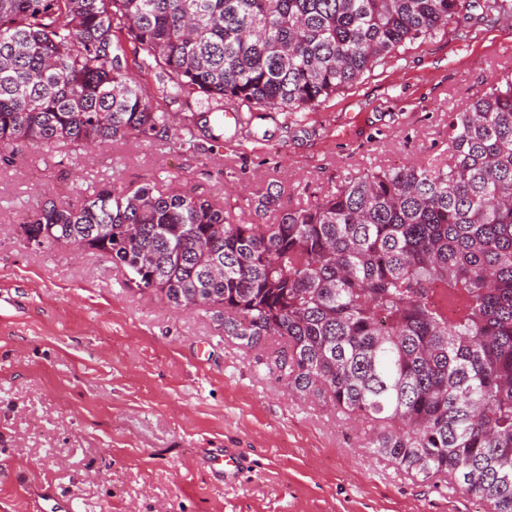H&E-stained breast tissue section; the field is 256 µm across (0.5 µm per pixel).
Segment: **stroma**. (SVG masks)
Wrapping results in <instances>:
<instances>
[{
	"instance_id": "1",
	"label": "stroma",
	"mask_w": 512,
	"mask_h": 512,
	"mask_svg": "<svg viewBox=\"0 0 512 512\" xmlns=\"http://www.w3.org/2000/svg\"><path fill=\"white\" fill-rule=\"evenodd\" d=\"M465 25L467 38L448 25L313 110H255L220 148L165 154L129 137L0 163V512H488L374 454L368 426L292 394L272 348H241L212 313L132 289L89 252L16 240L55 195L148 182L273 224L348 174L424 162L447 144L449 113L512 71V17L476 9ZM246 191L274 200L258 210ZM223 448L238 478L207 469Z\"/></svg>"
}]
</instances>
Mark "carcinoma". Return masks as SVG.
<instances>
[{
    "label": "carcinoma",
    "instance_id": "1",
    "mask_svg": "<svg viewBox=\"0 0 512 512\" xmlns=\"http://www.w3.org/2000/svg\"><path fill=\"white\" fill-rule=\"evenodd\" d=\"M468 7L512 13L509 0H0V160L126 136L220 145L224 102L304 112ZM134 67L206 110L172 120ZM446 152L350 175L275 224L144 184L49 199L17 239L88 250L140 292L213 310L245 349L276 343L288 386L370 424L375 453L512 512V75L448 114Z\"/></svg>",
    "mask_w": 512,
    "mask_h": 512
}]
</instances>
